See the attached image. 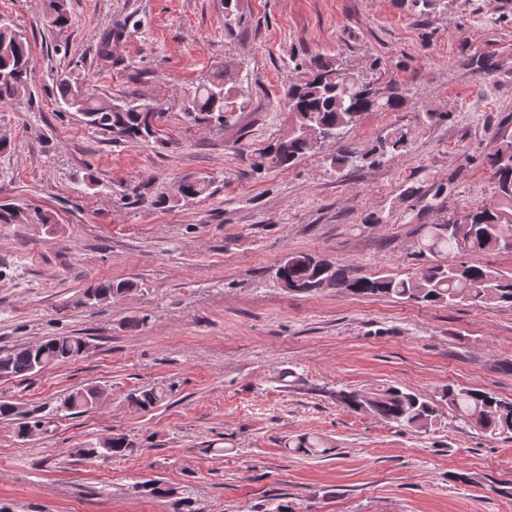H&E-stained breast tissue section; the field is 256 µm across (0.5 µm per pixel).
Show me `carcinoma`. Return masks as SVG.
<instances>
[{
	"label": "carcinoma",
	"instance_id": "1",
	"mask_svg": "<svg viewBox=\"0 0 512 512\" xmlns=\"http://www.w3.org/2000/svg\"><path fill=\"white\" fill-rule=\"evenodd\" d=\"M45 22L63 31L69 24L66 0H45ZM34 63L30 45L14 25L0 24V103L20 100L27 90ZM300 73L291 79L285 96L288 122L286 129L268 145L254 150L251 167L255 171L287 169L299 160L320 150V135L338 145L331 163L354 164L364 158L357 149L340 145L348 129L369 111H395L403 101L398 91L383 92L364 73L347 74L336 60L312 56L299 65ZM59 100L67 108L80 113L85 124L94 131L112 136L114 143L137 144L158 139L163 112H142L140 100H114L98 95L64 75L56 82ZM247 102L237 87L230 84L228 72L217 70L212 79L199 85L185 106V116L205 128L220 130L235 123L237 113ZM410 134L394 126L378 138L369 155L393 159L409 151ZM497 188V201L472 208L462 219L450 218L441 224L421 225V236L414 254L422 261L414 274H359L352 268L322 259L311 253L296 252L282 257L268 270L272 286L293 293H316L336 288L357 296H388L430 306L473 304H512V275L461 260L470 253L509 249L512 240V136L500 137L485 156ZM211 181L195 178L181 186L179 194L157 190L145 197L133 188L130 197L137 203L170 209L182 200L210 195ZM52 212L42 209L0 207V224H54ZM130 290L125 281L98 283L85 293L87 303L109 302ZM85 342L72 336H54L38 344L19 345L0 352V368L12 377L36 374L41 370L76 361L84 354ZM100 394L95 386L72 388L61 403L67 415L82 414ZM164 393L155 387L138 388L130 393L129 402L141 411L156 408ZM336 401L357 413L372 414L416 432H428L448 410V416L469 424L491 437L512 439V401L500 399L479 388H456L448 385L438 399H427L407 388L388 384L367 390L339 389ZM325 442L315 436L292 441L298 453L315 456ZM118 461L134 449L123 433H114L80 449V454L96 458L102 450ZM149 493L173 502L189 505L190 498L173 486L151 485Z\"/></svg>",
	"mask_w": 512,
	"mask_h": 512
}]
</instances>
